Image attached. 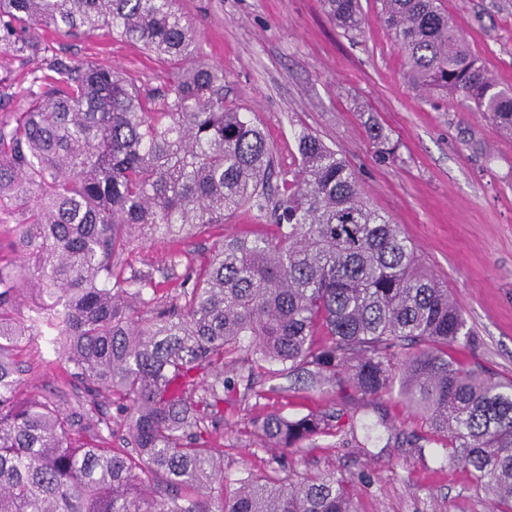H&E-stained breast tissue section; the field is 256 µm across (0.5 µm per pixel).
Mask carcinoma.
<instances>
[{"mask_svg":"<svg viewBox=\"0 0 512 512\" xmlns=\"http://www.w3.org/2000/svg\"><path fill=\"white\" fill-rule=\"evenodd\" d=\"M414 80L448 90L512 134V89L470 55L442 0H381ZM346 34L359 0H322ZM105 28L165 59L155 87L94 64L48 59L26 107L0 117V212L16 214L18 265L0 263V512H357L354 480L334 473L262 474L224 482L229 380L245 396L255 369L306 388L388 394L420 414V451L442 443L512 512V384L448 361L471 331L448 287L419 263L400 225L364 201L355 169L318 137L298 134L292 178L274 187L260 125L224 101V70L189 63L195 36L177 0H0V48L16 55ZM248 206L266 237L216 241L174 295L151 274L115 273L134 231L199 232ZM34 281L27 319L14 310ZM323 336L318 345L314 337ZM44 341L72 366L85 400L67 413L21 399V346ZM211 380H205V377ZM113 404L124 448L112 447ZM286 452L352 428L343 415L270 413L253 422ZM222 490L215 492L214 483Z\"/></svg>","mask_w":512,"mask_h":512,"instance_id":"1","label":"carcinoma"}]
</instances>
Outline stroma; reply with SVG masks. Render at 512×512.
I'll return each mask as SVG.
<instances>
[{
  "mask_svg": "<svg viewBox=\"0 0 512 512\" xmlns=\"http://www.w3.org/2000/svg\"><path fill=\"white\" fill-rule=\"evenodd\" d=\"M443 3L489 77L512 87V0ZM178 7L196 33L198 57L223 68L226 102L264 129L277 173L294 169L296 136L304 130L343 156L359 175L364 199L400 224L461 308L471 336L449 348V359L512 382V139L473 104L415 87L379 0H360L362 25L353 36L336 27L321 0H179ZM54 49L118 69L139 85H159L169 70L141 44L104 29ZM39 65L0 51L1 110H22ZM369 119L388 136L392 159H376ZM271 231L263 213L245 206L184 239L134 236L118 268L128 279L153 272L169 292L208 257L215 240ZM19 358L24 397L51 396L69 409L83 395L80 380L61 370L45 373L33 348H22ZM275 410L353 413L354 435L304 442L282 462L291 471L352 476L359 512H490L469 469L448 461L441 445L421 453L394 447V436L422 433L425 423L393 395L296 389L256 399L229 392L213 440L224 451L227 479L266 471L271 453L251 422Z\"/></svg>",
  "mask_w": 512,
  "mask_h": 512,
  "instance_id": "obj_1",
  "label": "stroma"
}]
</instances>
